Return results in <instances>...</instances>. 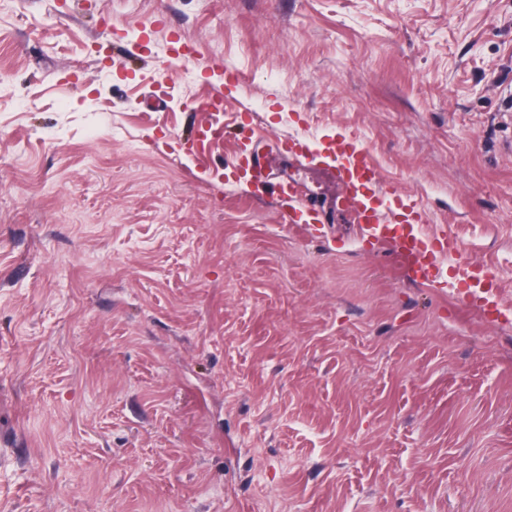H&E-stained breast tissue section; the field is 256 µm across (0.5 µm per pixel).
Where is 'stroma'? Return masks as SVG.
<instances>
[{
	"label": "stroma",
	"instance_id": "35a3bbf8",
	"mask_svg": "<svg viewBox=\"0 0 512 512\" xmlns=\"http://www.w3.org/2000/svg\"><path fill=\"white\" fill-rule=\"evenodd\" d=\"M511 95L512 0H0V512H512ZM246 103L321 223L219 180ZM345 129L495 311L277 146Z\"/></svg>",
	"mask_w": 512,
	"mask_h": 512
}]
</instances>
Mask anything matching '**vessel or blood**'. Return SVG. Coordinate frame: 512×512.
<instances>
[{
	"label": "vessel or blood",
	"mask_w": 512,
	"mask_h": 512,
	"mask_svg": "<svg viewBox=\"0 0 512 512\" xmlns=\"http://www.w3.org/2000/svg\"><path fill=\"white\" fill-rule=\"evenodd\" d=\"M238 136L241 147L235 160L225 165L224 178L246 183L255 197H264L270 183L253 147L255 129L251 120L240 123ZM284 150L322 169L342 187L346 209L362 234L388 243L409 281L454 289L458 301L465 305L495 307L496 278L468 258L455 237L424 232L419 204L404 199L381 181L371 150L356 134L339 132L318 140L292 134L285 140ZM274 187L276 202L289 223H318V212L304 203L297 184L282 181Z\"/></svg>",
	"instance_id": "obj_1"
}]
</instances>
